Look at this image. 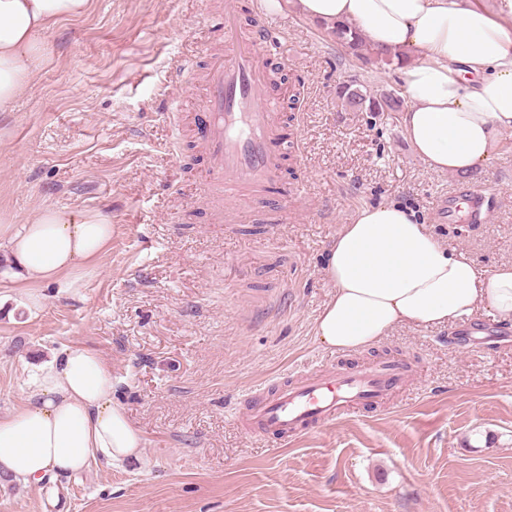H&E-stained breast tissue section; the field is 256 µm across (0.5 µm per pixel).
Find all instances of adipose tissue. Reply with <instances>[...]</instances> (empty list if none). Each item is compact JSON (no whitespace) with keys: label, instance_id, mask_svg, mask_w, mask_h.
Segmentation results:
<instances>
[{"label":"adipose tissue","instance_id":"obj_1","mask_svg":"<svg viewBox=\"0 0 512 512\" xmlns=\"http://www.w3.org/2000/svg\"><path fill=\"white\" fill-rule=\"evenodd\" d=\"M90 0H0V112L10 111L47 62L43 38L83 17ZM328 27L358 29L398 63L406 140L431 170L467 174L491 161L512 132V31L474 0H264ZM112 240L101 214L44 207L0 229L19 282L58 283L97 261ZM334 293L315 333L326 346H375L398 324L439 326L479 309L512 322V263L481 271L439 244L415 213L394 204L358 210L326 254ZM112 363L70 343L29 372L23 403L0 417V477L26 484L80 472L93 462L139 459L143 437L112 397Z\"/></svg>","mask_w":512,"mask_h":512}]
</instances>
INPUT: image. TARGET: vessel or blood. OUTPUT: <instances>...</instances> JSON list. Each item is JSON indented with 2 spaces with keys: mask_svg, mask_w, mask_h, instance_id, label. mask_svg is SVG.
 I'll return each mask as SVG.
<instances>
[{
  "mask_svg": "<svg viewBox=\"0 0 512 512\" xmlns=\"http://www.w3.org/2000/svg\"><path fill=\"white\" fill-rule=\"evenodd\" d=\"M223 28L224 49L210 54L202 74L204 96L196 122L207 167L201 190L213 223L250 224L256 203L282 181L287 152H299L300 145L283 138L273 95L276 79L269 59L281 45L282 31L260 21L243 35L233 0L224 5ZM484 201L483 189L467 187L440 197L436 217L453 222L465 202L480 224L486 219ZM415 373L403 354L353 367L322 364L250 389L237 422L249 434L293 439L360 410L387 406Z\"/></svg>",
  "mask_w": 512,
  "mask_h": 512,
  "instance_id": "obj_1",
  "label": "vessel or blood"
}]
</instances>
